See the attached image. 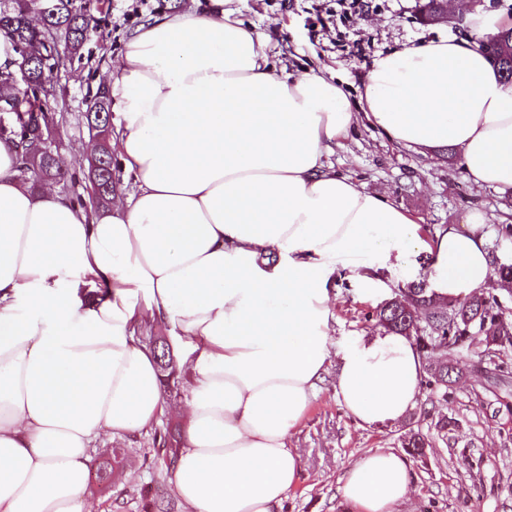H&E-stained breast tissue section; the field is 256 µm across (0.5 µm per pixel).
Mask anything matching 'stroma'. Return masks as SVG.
<instances>
[{
	"label": "stroma",
	"mask_w": 512,
	"mask_h": 512,
	"mask_svg": "<svg viewBox=\"0 0 512 512\" xmlns=\"http://www.w3.org/2000/svg\"><path fill=\"white\" fill-rule=\"evenodd\" d=\"M377 10L353 16L349 30L368 43L371 56L360 59L336 42V24L327 15L326 0H239L240 17L268 39L274 70L292 73L322 68L342 82L350 100H357L373 58L408 41L441 36L465 37L468 28L424 26L415 19L416 0H377ZM90 7L97 24L82 49L65 53L55 72L62 90L57 110L63 115L54 132V149L67 162L68 180L57 183L65 198L86 199L88 213L98 208L90 200L85 177L92 136L84 114L105 71L123 52L139 27L167 14L204 12L211 0H74ZM327 162L338 174L371 191H388L392 200L432 238L437 226L467 223L481 213L494 237V250L512 255V238L497 237L498 225L512 224V187L476 188L462 169L452 147L421 155L389 141L385 134L357 121L341 138ZM391 269L378 272L374 289L356 281L336 284V323L331 338L341 346L350 338L378 331L376 308L405 288ZM509 367L504 381L472 374L452 386L447 396L421 390L417 406L394 424L360 427L347 416L334 395V375H327L318 398L293 430L290 446L304 462L302 478L287 494L285 512H343L337 479L350 465L377 448L400 450L405 432L432 431L444 417L458 421L447 444L410 458L413 482L400 512H512V348L502 350ZM183 429L181 420L163 413L152 427L113 437L99 447L95 465L124 454V466L110 488L90 477L87 497L97 512H151L155 494L150 462L144 455L155 432Z\"/></svg>",
	"instance_id": "35a3bbf8"
}]
</instances>
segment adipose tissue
Returning a JSON list of instances; mask_svg holds the SVG:
<instances>
[{
    "label": "adipose tissue",
    "mask_w": 512,
    "mask_h": 512,
    "mask_svg": "<svg viewBox=\"0 0 512 512\" xmlns=\"http://www.w3.org/2000/svg\"><path fill=\"white\" fill-rule=\"evenodd\" d=\"M235 2L127 42L105 89L134 190L100 215L22 184L0 141V512H84L102 434L162 414L145 323L197 342L180 499L191 512H283L304 469L289 438L328 370L358 425L396 423L419 401L425 361L411 338L377 332L332 349L334 282L369 287L395 268L445 301L498 282L482 216L424 240L388 193L325 162L363 117L399 145L455 148L476 187L512 186V82L478 44L378 58L354 105L322 70L274 73ZM90 281L110 294L83 297ZM337 483L345 512H399L412 475L379 448Z\"/></svg>",
    "instance_id": "ef3b65f1"
}]
</instances>
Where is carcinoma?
Wrapping results in <instances>:
<instances>
[{
    "instance_id": "1",
    "label": "carcinoma",
    "mask_w": 512,
    "mask_h": 512,
    "mask_svg": "<svg viewBox=\"0 0 512 512\" xmlns=\"http://www.w3.org/2000/svg\"><path fill=\"white\" fill-rule=\"evenodd\" d=\"M52 13L40 25L31 21L20 0H9L0 7V33L7 37L15 54L14 64L28 65L30 83L24 86L25 93L8 104L6 113L10 127V142L17 149L16 171L19 179L33 186L43 182L67 179L68 172L61 170L44 158L28 159L29 152L39 139L41 126L46 124L49 98L46 89L54 86V71L60 58L55 56L53 33L62 30L72 49H78L86 41L89 31L97 18L89 11L78 12L73 0H48ZM111 102L106 90L96 94L84 115L87 126L105 124L109 117ZM99 172L101 191L96 204L104 207L111 202L112 190L116 187L119 170L113 153L109 152L101 161ZM411 299L409 306L388 304L375 311V320L389 334H404L412 338L426 359L436 356L435 346L448 342L453 335L463 343L478 342L491 351L499 346H512V339L497 345L490 343L489 333L512 330V319L494 291L473 294L462 300L450 302L451 308L435 305L429 298V290L416 285L401 292ZM180 443L173 435L155 437L156 447L152 449L154 459L162 460L167 472L174 471L177 458L176 445ZM403 447L412 455H420L432 447V437L414 429L405 433Z\"/></svg>"
}]
</instances>
